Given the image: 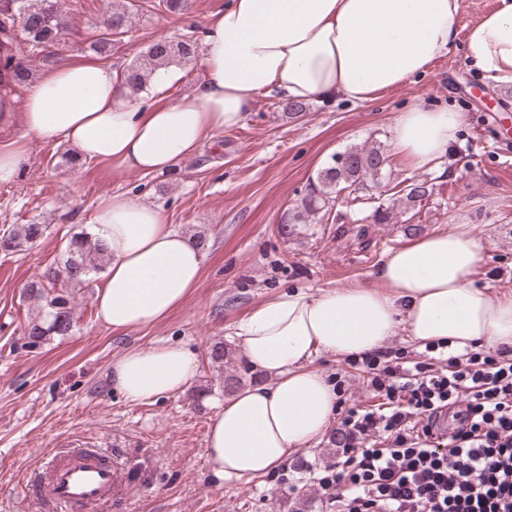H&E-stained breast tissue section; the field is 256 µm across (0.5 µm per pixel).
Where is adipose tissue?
Instances as JSON below:
<instances>
[{
    "label": "adipose tissue",
    "mask_w": 512,
    "mask_h": 512,
    "mask_svg": "<svg viewBox=\"0 0 512 512\" xmlns=\"http://www.w3.org/2000/svg\"><path fill=\"white\" fill-rule=\"evenodd\" d=\"M457 12L458 0H228L205 23L203 80L174 102L132 98L111 68L63 59L27 89L20 120L31 136L66 141L85 161L174 172L208 137L242 125L260 94L363 104L424 76L453 44ZM465 48L483 76L512 84V0L469 28ZM462 119L411 106L393 122V149L411 168L432 167ZM89 233L109 256L96 298L112 329L155 324L200 285L204 252L160 207L113 194L93 211ZM488 246L475 225L453 224L391 252L371 283L288 290L256 308L237 334L249 366L269 380L235 391L212 418L214 475L259 479L320 440L336 411L320 354L370 353L395 336L460 348L512 343V293L474 283ZM198 372L195 351L165 343L126 351L108 379L141 403L184 392Z\"/></svg>",
    "instance_id": "adipose-tissue-1"
}]
</instances>
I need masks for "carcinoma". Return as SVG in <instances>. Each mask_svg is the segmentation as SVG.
<instances>
[{"label": "carcinoma", "mask_w": 512, "mask_h": 512, "mask_svg": "<svg viewBox=\"0 0 512 512\" xmlns=\"http://www.w3.org/2000/svg\"><path fill=\"white\" fill-rule=\"evenodd\" d=\"M104 32L93 42L92 50L103 55L130 29L133 16L127 7H112L105 17ZM66 22L57 0H9L0 7V113L11 111L10 99L16 92L32 84L33 70L23 59L25 46L44 48L60 42ZM197 53V43L191 39L176 40L165 36L153 41L144 54L125 66L120 75L134 92L140 91L150 82L152 74L170 64L192 60ZM308 105L298 101H280L278 109L285 118L296 119L307 111ZM344 162L332 160L317 174L319 189L309 196L301 210L288 218L290 224H305L324 211L332 195L343 191L354 194L366 186L367 180L381 184L388 166L384 149L375 144L354 146L341 153ZM397 201L406 209L421 206L424 198L420 191L432 192L424 180L404 179L394 185ZM394 219V207L383 202L373 207L375 224H390ZM41 224H24L0 237V249L14 251L24 243H33L43 234ZM107 258L104 248L78 233L67 241L63 261L43 273V284L39 298L48 309L47 325L34 323L29 326L28 336L37 341L47 334L67 336L74 319L68 297L62 293L47 294L45 289L53 287L57 274H65V283L80 285L87 281L91 272L101 270Z\"/></svg>", "instance_id": "carcinoma-1"}]
</instances>
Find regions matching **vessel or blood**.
<instances>
[{
	"instance_id": "vessel-or-blood-1",
	"label": "vessel or blood",
	"mask_w": 512,
	"mask_h": 512,
	"mask_svg": "<svg viewBox=\"0 0 512 512\" xmlns=\"http://www.w3.org/2000/svg\"><path fill=\"white\" fill-rule=\"evenodd\" d=\"M55 512H97L124 490V473L99 448H72L52 456L37 481Z\"/></svg>"
}]
</instances>
